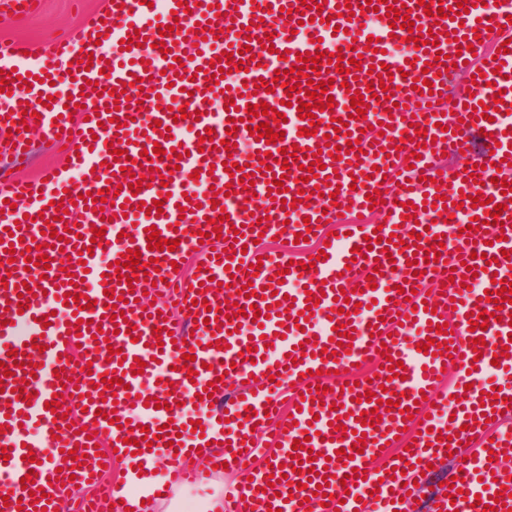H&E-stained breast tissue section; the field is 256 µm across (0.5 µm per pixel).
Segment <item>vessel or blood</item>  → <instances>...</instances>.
Segmentation results:
<instances>
[{
  "label": "vessel or blood",
  "instance_id": "1",
  "mask_svg": "<svg viewBox=\"0 0 512 512\" xmlns=\"http://www.w3.org/2000/svg\"><path fill=\"white\" fill-rule=\"evenodd\" d=\"M164 0L162 7L141 0H104L102 8L47 50L22 39L0 43V70L10 74V93H0V141L14 154H25L28 142L42 136L64 149L68 163L45 178L17 179L0 174V365L9 375L0 382V512H42L60 507L62 485L69 481L93 488V495L75 501L73 512H123L114 483L105 468L129 456L125 437H154L152 454L139 461L150 464L153 453L166 463V480L154 484L141 512H154L158 494L169 485L194 480L183 459L188 449L215 446L209 464L245 463L276 447L270 464L252 471L231 512H247L257 503H273L279 512H394L406 496L407 485L421 481L428 465L436 463L437 436H455L472 447L463 464L462 484L444 488L434 503L436 512H512V481L503 466L512 436L495 433L492 425L512 417V388L493 399L487 389L470 383L505 363L503 346L512 342V304L496 307L484 301L485 292H499L501 280L512 277V0H467L465 12L440 17L436 6L457 0H402L415 26L430 30L432 41L416 47L408 30L391 29L387 4L373 7L366 0ZM433 13H425V6ZM355 16H348L349 8ZM37 0H0V16L16 23L30 17ZM380 22L376 50H368L364 27ZM168 26L160 36V26ZM227 29V39L214 33ZM346 30L345 59H360L358 75L330 74L327 54L336 29ZM478 44H469L472 36ZM136 40L126 48V40ZM269 49H262V41ZM168 44L161 52L159 44ZM92 54L91 67L73 64L75 51ZM243 63L240 71L225 73L218 85H208L222 52ZM320 53L313 81L333 80L330 109L314 120L298 117L297 107L284 105L285 85L305 97L296 70L302 53ZM184 66H177L175 58ZM389 71L393 80L388 97L376 100L368 85H379ZM432 81L431 96L414 90L415 77ZM475 78L470 89H459L453 109L443 102L455 77ZM272 83V92L259 81ZM126 91L116 101L114 94ZM362 92L365 118L351 116L350 101ZM50 106H43V99ZM418 103L409 111L408 103ZM261 103L284 117L274 124L282 144L267 143L250 134L248 106ZM187 105L186 118L174 120L172 110ZM498 105L493 120L483 119L478 105ZM237 119L236 132H227L228 119ZM347 122L335 132V119ZM26 130L16 132L15 122ZM316 125L312 136L299 130ZM423 135H416V128ZM359 149L346 150L347 139ZM487 150L477 157L480 177L454 169L446 184L435 185L436 155L445 149L472 152L476 142ZM118 143L120 154L109 151ZM162 154H154V146ZM298 146L319 154L323 168L304 180L303 156L283 157L282 148ZM342 147L333 160L332 147ZM415 163H408L411 153ZM272 165H265V158ZM233 160L238 172L228 174L223 163ZM255 184L243 189L244 174ZM146 176L148 187L132 192V176ZM119 186L111 204L95 210L81 194ZM378 192L373 203L368 193ZM305 194L306 203L290 206L285 196ZM481 205H472L471 196ZM219 204H212V197ZM506 205L501 225L486 221V200ZM412 202V220H405V202ZM161 213H154V204ZM380 213L382 229L373 225L340 224L347 210ZM479 217L481 225L460 231L454 214ZM220 227H213V219ZM335 225L327 236L326 225ZM66 232V241L45 238L46 227ZM176 241L174 251H150L148 228ZM103 236H95V229ZM381 243L368 244L373 232ZM307 234L323 243L325 257L308 269L288 256L262 251L259 234ZM439 247L438 261L425 253ZM203 257L189 276L175 273L194 248ZM365 255L353 259L352 248ZM140 252L142 261L157 258L149 280H166L168 302L162 307L140 303L143 281L131 269L116 271L121 254ZM49 266H41V257ZM147 279V280H148ZM435 290H426L428 282ZM255 296H242V285ZM238 296L224 304V289ZM268 296H260V289ZM349 300H341L340 292ZM95 300L94 309H80L65 300L66 293ZM203 303H196V296ZM24 306H17V298ZM316 298L308 306V298ZM187 320L198 321L193 336H184L166 320L171 306ZM258 307V318L247 309ZM500 312L489 320L483 343L469 330L472 314ZM50 317L42 326L41 317ZM447 323L446 334L436 331ZM77 324L70 333L69 324ZM351 330L349 345L339 343L338 325ZM446 343L449 352L420 351L426 339ZM43 345L35 353L34 345ZM112 346L120 359L106 360L102 350ZM253 348L252 358L242 355ZM194 357L185 365L184 354ZM402 362V378L391 377L387 360ZM143 373H133L134 361ZM378 369L375 382L335 381L334 371L355 373L358 366ZM462 372L463 384L442 388L449 367ZM109 388H101L102 379ZM296 390H289V383ZM237 384L238 399L225 402L208 415L212 396ZM335 393H328V386ZM209 397H202V390ZM374 391L380 407L366 402ZM400 393L399 406L384 404L385 391ZM158 406H149L150 398ZM59 401L56 410L47 402ZM415 408L414 417L402 410ZM378 409L381 420L363 426L356 417ZM126 422L110 423L108 413ZM206 420H197V413ZM196 429H188L189 420ZM38 426V440L28 429ZM95 435H88V427ZM270 441H263L266 427ZM366 435L364 451L353 460L338 461V449H351ZM306 440V449L294 440ZM85 447V463L64 459L66 451ZM35 462H27L26 453ZM386 457L404 470L401 480L383 478L372 460ZM330 481H323V474ZM329 495L328 504L316 489Z\"/></svg>",
  "mask_w": 512,
  "mask_h": 512
}]
</instances>
